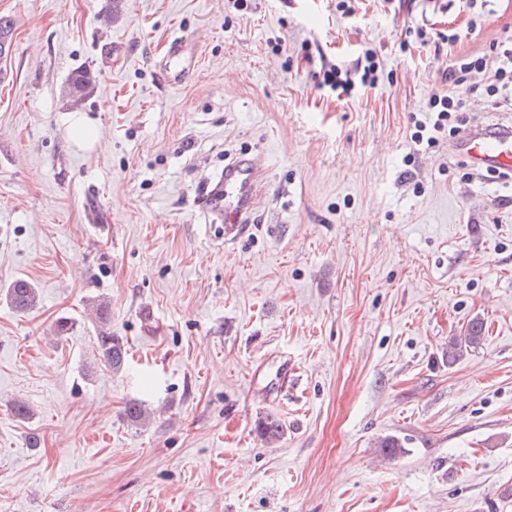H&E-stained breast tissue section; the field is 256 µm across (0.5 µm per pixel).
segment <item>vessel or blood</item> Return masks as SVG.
<instances>
[{
    "label": "vessel or blood",
    "mask_w": 512,
    "mask_h": 512,
    "mask_svg": "<svg viewBox=\"0 0 512 512\" xmlns=\"http://www.w3.org/2000/svg\"><path fill=\"white\" fill-rule=\"evenodd\" d=\"M455 151L474 169H495L512 176V123L474 125L460 135ZM262 181L263 167L258 160L225 166L219 188L224 197L226 240L236 238L242 224L248 223Z\"/></svg>",
    "instance_id": "vessel-or-blood-1"
}]
</instances>
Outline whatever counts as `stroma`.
Listing matches in <instances>:
<instances>
[{"label": "stroma", "instance_id": "35a3bbf8", "mask_svg": "<svg viewBox=\"0 0 512 512\" xmlns=\"http://www.w3.org/2000/svg\"><path fill=\"white\" fill-rule=\"evenodd\" d=\"M338 3L126 0L109 24L108 0H0V289L38 293L0 298V512H512V179L412 138L512 0ZM420 28L459 40L438 53ZM179 37L196 59L163 67ZM368 50L377 89L323 85ZM254 156L260 204L228 245L205 189ZM477 316L484 345L447 364ZM96 83V77L93 72L87 68H81L73 71L68 78V87L70 95L78 102L93 91ZM4 295L9 304L17 311L32 309L38 297L36 288L25 279L14 280L5 289ZM97 340L100 361L112 371L118 372L121 370L127 355V345L124 341L103 329L99 332ZM255 432L266 444L279 441L284 435L283 424L272 415L261 417L256 421Z\"/></svg>", "mask_w": 512, "mask_h": 512}]
</instances>
